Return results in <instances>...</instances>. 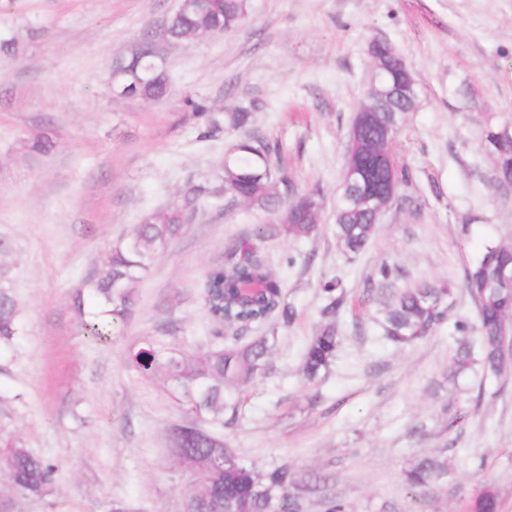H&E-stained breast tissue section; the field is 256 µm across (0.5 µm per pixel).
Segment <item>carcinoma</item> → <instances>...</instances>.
I'll use <instances>...</instances> for the list:
<instances>
[{"instance_id": "obj_1", "label": "carcinoma", "mask_w": 512, "mask_h": 512, "mask_svg": "<svg viewBox=\"0 0 512 512\" xmlns=\"http://www.w3.org/2000/svg\"><path fill=\"white\" fill-rule=\"evenodd\" d=\"M246 17V0H184L181 13L170 18L167 39L181 43L203 34H219L237 28ZM130 57L115 62L118 87L125 94L147 101L166 99L172 91L170 74L155 63L150 39ZM415 101L414 94L382 98L367 94L361 108L370 110L364 124L351 125L340 179L334 232L339 247L348 254L361 253L372 241L379 222L365 200L383 191L398 192L407 183L405 169L395 163L393 143L404 114ZM184 111L198 121L199 138L207 139L220 127L219 119L204 98L186 94ZM502 127H485L480 147L489 160L495 182L512 181V140L499 137ZM222 185L212 190L192 180L177 201L143 214L139 224L122 241L112 245L105 259L89 273L85 288L93 303L84 320L86 332L97 340L112 335L115 324L127 319L133 307V285L151 269L161 251L185 225L193 223L203 200L220 192L234 201H245L279 214L281 226L257 228L251 241L232 250L226 261L213 266L202 282V296L211 320L218 326L213 340L194 353L154 341L130 351L127 363L144 379L158 382L189 417L171 430L173 447L193 460L198 476L185 494L184 512H299L301 496L288 493L293 482L286 465L262 470L254 463L224 448L222 441L196 422H224V413H236L241 386L248 383L268 352L267 339L259 338L239 348L220 342V329L250 319L264 322L279 315L289 317L281 282L258 256L260 243L283 230L292 237L314 234L322 221L319 191H299L281 200L272 192V182L285 173H275L271 148L263 138L246 134L237 148L224 157ZM512 268V244H489L465 271L463 288L475 300L478 313L479 361L492 375L512 368L504 355V333L512 329V296L498 284L499 272ZM253 283L260 293L244 299L240 288ZM453 293L446 283H423L396 291L381 302L374 319L389 341L407 345L428 335L446 317ZM19 303L5 279H0V347L9 348L20 334ZM338 336L332 324L323 326L303 352L302 373L309 383L317 381L336 357ZM473 352L464 339L452 357L453 374L467 370ZM0 468L7 480L0 490V512L14 507L17 496L41 498L50 490L55 465L34 454L24 441L0 428ZM448 464L423 457L404 472L410 491L442 483ZM466 512H501L498 492L485 485L466 506Z\"/></svg>"}]
</instances>
